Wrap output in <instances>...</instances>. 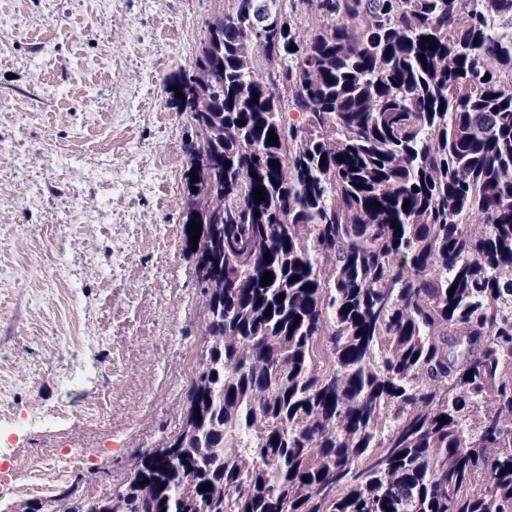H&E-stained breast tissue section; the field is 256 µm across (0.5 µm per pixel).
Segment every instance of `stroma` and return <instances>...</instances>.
I'll list each match as a JSON object with an SVG mask.
<instances>
[{
  "label": "stroma",
  "instance_id": "obj_1",
  "mask_svg": "<svg viewBox=\"0 0 512 512\" xmlns=\"http://www.w3.org/2000/svg\"><path fill=\"white\" fill-rule=\"evenodd\" d=\"M232 6L0 0V482L41 471V512L123 484L178 427L203 309L165 85Z\"/></svg>",
  "mask_w": 512,
  "mask_h": 512
}]
</instances>
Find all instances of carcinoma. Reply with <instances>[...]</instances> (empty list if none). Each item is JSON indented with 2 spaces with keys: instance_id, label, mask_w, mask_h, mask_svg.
I'll return each instance as SVG.
<instances>
[{
  "instance_id": "carcinoma-1",
  "label": "carcinoma",
  "mask_w": 512,
  "mask_h": 512,
  "mask_svg": "<svg viewBox=\"0 0 512 512\" xmlns=\"http://www.w3.org/2000/svg\"><path fill=\"white\" fill-rule=\"evenodd\" d=\"M205 30L165 89L203 197L181 423L54 512H512V0H235Z\"/></svg>"
}]
</instances>
